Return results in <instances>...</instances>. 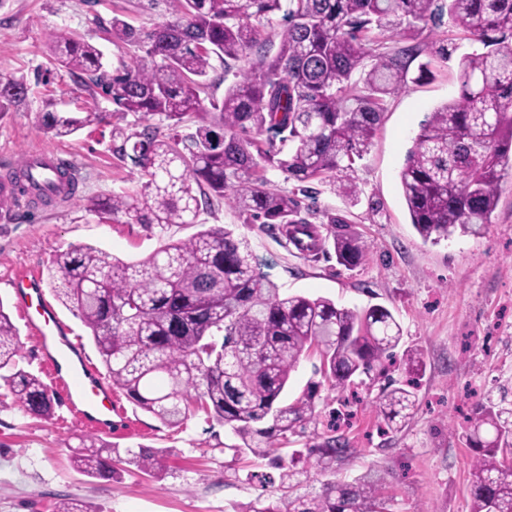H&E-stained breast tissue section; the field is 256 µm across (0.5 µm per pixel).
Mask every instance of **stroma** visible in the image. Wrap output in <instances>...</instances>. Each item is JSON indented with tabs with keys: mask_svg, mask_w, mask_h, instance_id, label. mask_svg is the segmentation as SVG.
<instances>
[{
	"mask_svg": "<svg viewBox=\"0 0 512 512\" xmlns=\"http://www.w3.org/2000/svg\"><path fill=\"white\" fill-rule=\"evenodd\" d=\"M117 14L142 31L160 19L148 0H0V73L24 77L29 85L26 103L0 115V176L21 157L50 150L72 160L81 178L70 199L22 205L0 218V304L19 330L20 367L41 377L42 347L11 277L25 270L37 278L68 336L98 368L101 358L87 329L49 284L51 255L89 245L137 261L194 232L177 224L162 229L100 220L89 209L90 198L138 189L137 171L112 155L98 127L63 139L38 129L42 113L74 112L93 100L100 111H112L109 101L93 99L57 64L49 43L54 32L66 30L96 43L105 63L118 66L135 49L113 39L110 24ZM431 34L455 43L456 57H432L429 76L387 98L374 144L351 174L362 204L350 206L329 186L317 187L314 211L346 217L349 231L371 245L363 265H339L329 240L318 255L299 254L276 226L245 223L220 201L201 216L204 224L248 236L262 270L282 293L326 297L350 308L384 306L402 327V348L420 352L425 372L419 406L406 427L381 435L376 391L363 386L351 405L353 418L340 428L352 450L337 462V477L380 478L391 512H469L473 471L472 452L461 439L465 416L488 397L512 403V177L501 185L483 236L458 235L437 245L417 235L401 192L399 173L420 122L457 96V59L474 50L450 19ZM371 198L380 201V213L369 212ZM112 399V431L103 442L166 449L169 473L152 478L131 471L110 481L84 476L72 466L70 449L90 428L65 407L37 418L7 396L0 400V512H56L67 498L84 500L98 512H243L259 494L246 475L268 471V462L250 455L233 461L230 428L199 412L175 430L120 389H113Z\"/></svg>",
	"mask_w": 512,
	"mask_h": 512,
	"instance_id": "1",
	"label": "stroma"
}]
</instances>
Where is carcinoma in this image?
<instances>
[{
	"instance_id": "1",
	"label": "carcinoma",
	"mask_w": 512,
	"mask_h": 512,
	"mask_svg": "<svg viewBox=\"0 0 512 512\" xmlns=\"http://www.w3.org/2000/svg\"><path fill=\"white\" fill-rule=\"evenodd\" d=\"M168 18L149 31L112 17V36L138 51L108 69L102 51L61 30L50 50L58 64L92 84L116 111L137 118L112 125L109 149L139 170L135 192L91 200L90 210L115 224L192 225L200 230L170 240L148 257L125 262L92 247L57 250L48 278L75 312L105 364L112 385L164 425L179 428L203 412L228 426L241 444L234 456L258 459L271 448L303 444L270 465L279 480L251 472L262 493L244 512H388L382 483L370 475L327 480L316 493H297L311 469L333 471L350 451L337 434L342 408L330 407L321 388L342 392L359 382L384 381L376 395L380 427L397 431L417 405V381L385 373L402 329L392 312L361 311L324 297L285 295L269 279L249 239L200 221L213 201L246 215L248 224H281L298 247L318 233L301 200L269 186L259 172L271 167L288 180L329 185L350 205L361 190L350 179L368 152L386 98L406 88L412 63L428 52L448 59L445 41L430 47L422 26L449 19L482 51L459 61V93L420 123L400 172L411 223L423 242L455 234L480 237L495 212L502 180L512 175V0H149ZM282 14L277 53L261 51L267 25ZM390 33L391 43L373 30ZM224 60L234 81L224 97L211 88V58ZM24 78L0 74V104L28 98ZM167 123L168 133L149 124ZM108 115L45 112L39 126L58 138ZM194 127L184 134L182 129ZM266 135L263 140L260 135ZM79 180L66 166L38 183L26 158L0 180V214L24 199L48 203L76 194ZM336 261L361 266L369 246L336 232L346 219L328 214ZM19 330L0 302V381L29 415L50 418L56 398L37 375L18 367ZM316 356L321 376L288 403L283 396L303 357ZM473 449L475 481L470 512H512V407L478 404L464 430ZM164 450L120 449L80 439L73 467L111 479L117 463L152 477L167 473Z\"/></svg>"
}]
</instances>
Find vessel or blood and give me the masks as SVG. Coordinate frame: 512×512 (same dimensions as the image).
I'll use <instances>...</instances> for the list:
<instances>
[{
  "instance_id": "obj_1",
  "label": "vessel or blood",
  "mask_w": 512,
  "mask_h": 512,
  "mask_svg": "<svg viewBox=\"0 0 512 512\" xmlns=\"http://www.w3.org/2000/svg\"><path fill=\"white\" fill-rule=\"evenodd\" d=\"M30 321L42 335L44 364L50 383L64 394L68 411L97 432H111L112 390L86 360H79L74 367L65 366V359L77 353L78 346L69 339L54 309L48 304H39Z\"/></svg>"
}]
</instances>
